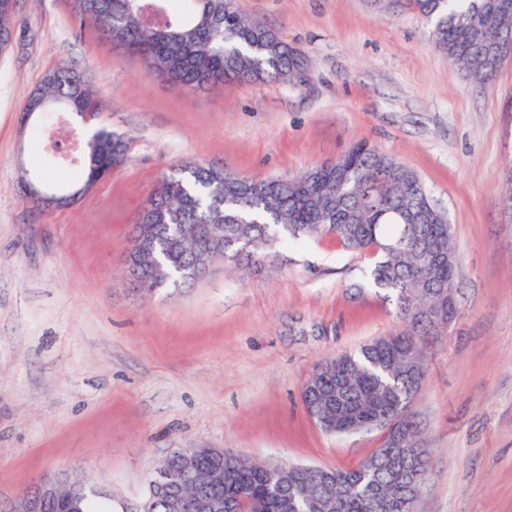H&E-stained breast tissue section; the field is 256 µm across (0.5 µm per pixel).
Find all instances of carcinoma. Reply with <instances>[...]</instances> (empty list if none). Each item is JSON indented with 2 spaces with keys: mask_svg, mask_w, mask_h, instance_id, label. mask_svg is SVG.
<instances>
[{
  "mask_svg": "<svg viewBox=\"0 0 512 512\" xmlns=\"http://www.w3.org/2000/svg\"><path fill=\"white\" fill-rule=\"evenodd\" d=\"M164 14L163 29L139 22L134 0H72L77 19L91 23L109 44L116 42L138 56L146 71L187 91L236 82L275 80L290 85L303 82L300 52L272 29L236 10L226 11L225 0H146ZM391 10L408 5L431 26L435 48L448 56L468 77L485 82L495 74L480 64L486 42L495 38L512 54V0H378ZM49 107L72 112H99L101 103L89 87H78L76 76L58 67L45 82ZM126 155L111 135L90 139L85 158L68 165L79 169L81 184L112 172V155ZM148 203L151 210L136 233L159 243L157 257L172 282L188 283L185 274L194 262V250L207 241V226L224 225V258L239 264H259L273 257L272 249L286 240L333 236L340 245L374 259L373 284L396 304L403 330L343 354L325 364L308 395L321 406L341 388L348 406L324 422L322 431L334 433L377 429L383 421L403 425L407 437L421 429L409 409L408 398L427 373L416 360L426 361L415 337L440 335L438 322L412 313L428 289L443 320L454 319L457 300L455 254L447 212L427 193L412 170L366 141L354 142L330 170L314 168L285 179L246 181L222 166L190 161L177 175L163 177ZM426 457L407 456L399 468L388 467L373 454L349 470L335 469L339 512H401L399 508L416 471L428 472ZM239 487L258 490L267 483L259 467L231 470ZM300 480L311 493H323L314 476L288 475L280 497L270 501V512H310L307 504L288 501V485ZM91 495H63L49 501L44 512H99ZM146 501L152 512H169L164 493L148 486Z\"/></svg>",
  "mask_w": 512,
  "mask_h": 512,
  "instance_id": "1",
  "label": "carcinoma"
}]
</instances>
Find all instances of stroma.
Listing matches in <instances>:
<instances>
[{
	"mask_svg": "<svg viewBox=\"0 0 512 512\" xmlns=\"http://www.w3.org/2000/svg\"><path fill=\"white\" fill-rule=\"evenodd\" d=\"M305 61V82L189 93L80 24L70 0H16L0 54V504L64 473L112 512L142 505L158 463L223 448L269 465L350 469L382 430L323 432L303 386L336 356L398 333L370 260L336 238L288 241L260 268L217 261L179 291L145 295L123 271L158 180L189 160L256 179L302 174L364 140L414 170L448 213L458 316L426 342L411 407L433 470L416 512H512V56L466 78L415 10L373 0H234ZM73 69L123 136L122 164L73 204L35 210L26 175L71 181L43 138L60 111L22 109Z\"/></svg>",
	"mask_w": 512,
	"mask_h": 512,
	"instance_id": "35a3bbf8",
	"label": "stroma"
}]
</instances>
